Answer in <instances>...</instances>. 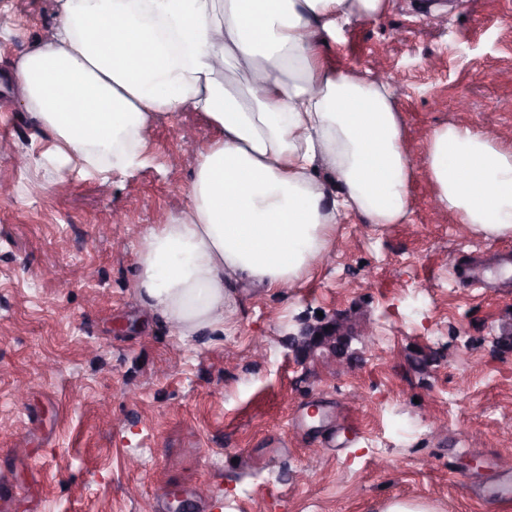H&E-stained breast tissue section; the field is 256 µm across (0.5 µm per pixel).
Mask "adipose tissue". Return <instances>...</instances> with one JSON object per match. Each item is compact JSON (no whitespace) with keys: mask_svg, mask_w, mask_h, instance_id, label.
<instances>
[{"mask_svg":"<svg viewBox=\"0 0 512 512\" xmlns=\"http://www.w3.org/2000/svg\"><path fill=\"white\" fill-rule=\"evenodd\" d=\"M52 32L11 70L48 147L40 162L111 181L142 167L157 119L192 109L217 136L198 152L185 211L136 253L143 304L180 335L221 333L232 288L301 281L344 212L400 224L424 168L438 208L512 235V141L436 129L419 160L388 83L336 66L341 24L389 0H58Z\"/></svg>","mask_w":512,"mask_h":512,"instance_id":"ef3b65f1","label":"adipose tissue"}]
</instances>
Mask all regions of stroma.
<instances>
[{
  "instance_id": "stroma-1",
  "label": "stroma",
  "mask_w": 512,
  "mask_h": 512,
  "mask_svg": "<svg viewBox=\"0 0 512 512\" xmlns=\"http://www.w3.org/2000/svg\"><path fill=\"white\" fill-rule=\"evenodd\" d=\"M56 0H0V74ZM337 65L389 72L412 155L448 125L512 139V0H390L341 27ZM193 143H185L184 131ZM0 87V512H512V235L459 234L416 171L400 224L340 218L327 260L236 284L223 333L185 337L133 288L139 234L187 206L202 113L154 122L148 163L104 183L37 165ZM480 266L476 289L461 273ZM347 314L349 370L292 336Z\"/></svg>"
}]
</instances>
